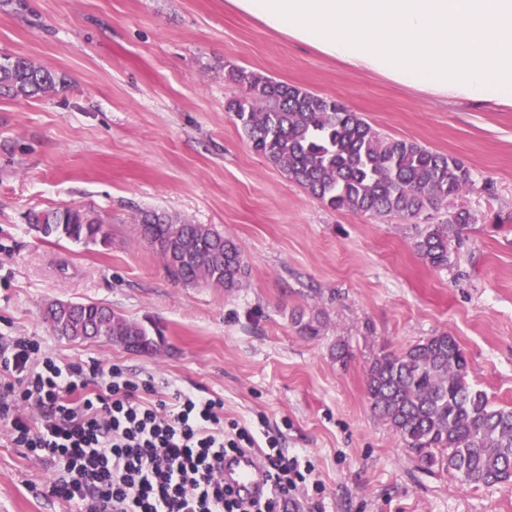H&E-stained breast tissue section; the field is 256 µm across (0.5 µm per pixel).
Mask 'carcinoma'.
Returning a JSON list of instances; mask_svg holds the SVG:
<instances>
[{
    "mask_svg": "<svg viewBox=\"0 0 512 512\" xmlns=\"http://www.w3.org/2000/svg\"><path fill=\"white\" fill-rule=\"evenodd\" d=\"M225 78L246 88L228 110L252 149L330 209L412 219L474 185L457 158L383 136L333 100L235 66ZM60 85L55 72L0 55V96L32 98ZM471 220L459 210L443 224L427 225L415 251L434 268L448 266L449 233ZM28 222L46 238L107 240L104 221L92 209L32 211ZM135 226L174 280L228 292L242 286L244 252L214 227L150 210L139 212ZM44 315L53 332L70 340L103 339L140 351H156L164 342L156 324L130 321L101 303H48ZM294 323L304 336L319 333L315 316L301 312ZM367 394L372 412L421 464L446 471L464 488L512 480V408L493 405L468 382V362L454 336L442 332L399 352L381 351L367 370Z\"/></svg>",
    "mask_w": 512,
    "mask_h": 512,
    "instance_id": "obj_1",
    "label": "carcinoma"
}]
</instances>
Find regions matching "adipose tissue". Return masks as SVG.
Listing matches in <instances>:
<instances>
[{
  "label": "adipose tissue",
  "instance_id": "1",
  "mask_svg": "<svg viewBox=\"0 0 512 512\" xmlns=\"http://www.w3.org/2000/svg\"><path fill=\"white\" fill-rule=\"evenodd\" d=\"M287 41L436 98L512 108V0H227Z\"/></svg>",
  "mask_w": 512,
  "mask_h": 512
}]
</instances>
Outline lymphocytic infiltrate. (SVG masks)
I'll return each mask as SVG.
<instances>
[{
    "label": "lymphocytic infiltrate",
    "mask_w": 512,
    "mask_h": 512,
    "mask_svg": "<svg viewBox=\"0 0 512 512\" xmlns=\"http://www.w3.org/2000/svg\"><path fill=\"white\" fill-rule=\"evenodd\" d=\"M153 391L119 366H62L37 341L0 336V425L77 512H285L306 477L279 440L259 448L271 495L240 499L224 457L258 448L252 432L225 422L223 399L177 387L151 402Z\"/></svg>",
    "instance_id": "1"
}]
</instances>
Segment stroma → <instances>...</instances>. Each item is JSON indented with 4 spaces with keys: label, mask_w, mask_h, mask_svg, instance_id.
<instances>
[{
    "label": "stroma",
    "mask_w": 512,
    "mask_h": 512,
    "mask_svg": "<svg viewBox=\"0 0 512 512\" xmlns=\"http://www.w3.org/2000/svg\"><path fill=\"white\" fill-rule=\"evenodd\" d=\"M55 70L63 88L0 97V336H28L59 363L122 367L224 401V417L281 437L321 489L298 512H512V484L461 488L426 469L370 409L366 370L445 332L468 380L512 407V109L434 100L294 45L226 0H0V54ZM236 65L337 100L389 137L451 154L475 186L417 219L332 211L257 155L227 106ZM93 208L108 244L55 242L32 210ZM155 209L210 224L248 262L244 285L188 286L136 232ZM466 210L436 269L413 244ZM159 322L135 353L56 335V300ZM321 321L302 336L296 312ZM351 353L336 361L337 346ZM51 476L0 433V512H71Z\"/></svg>",
    "instance_id": "stroma-1"
}]
</instances>
